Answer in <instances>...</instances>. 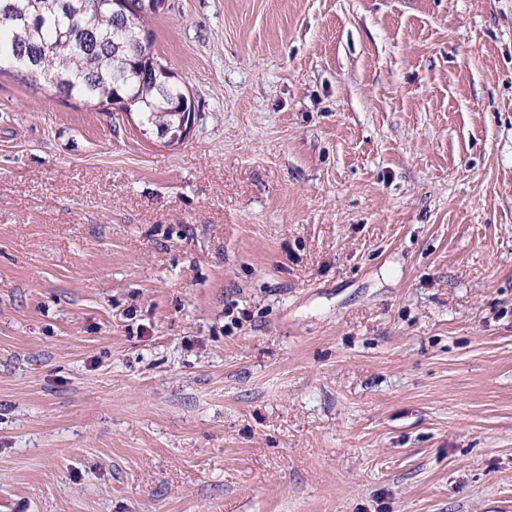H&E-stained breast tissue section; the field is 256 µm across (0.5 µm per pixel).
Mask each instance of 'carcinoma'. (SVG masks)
I'll return each mask as SVG.
<instances>
[{
	"mask_svg": "<svg viewBox=\"0 0 512 512\" xmlns=\"http://www.w3.org/2000/svg\"><path fill=\"white\" fill-rule=\"evenodd\" d=\"M146 11L123 21L144 33L135 47L114 35L112 0H0V74L43 79L65 101L108 112L115 100L139 114L143 132L180 122L185 90L152 50Z\"/></svg>",
	"mask_w": 512,
	"mask_h": 512,
	"instance_id": "1",
	"label": "carcinoma"
}]
</instances>
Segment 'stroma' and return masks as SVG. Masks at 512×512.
Masks as SVG:
<instances>
[{
  "instance_id": "1",
  "label": "stroma",
  "mask_w": 512,
  "mask_h": 512,
  "mask_svg": "<svg viewBox=\"0 0 512 512\" xmlns=\"http://www.w3.org/2000/svg\"><path fill=\"white\" fill-rule=\"evenodd\" d=\"M189 136L0 75V512H512V0H167Z\"/></svg>"
}]
</instances>
